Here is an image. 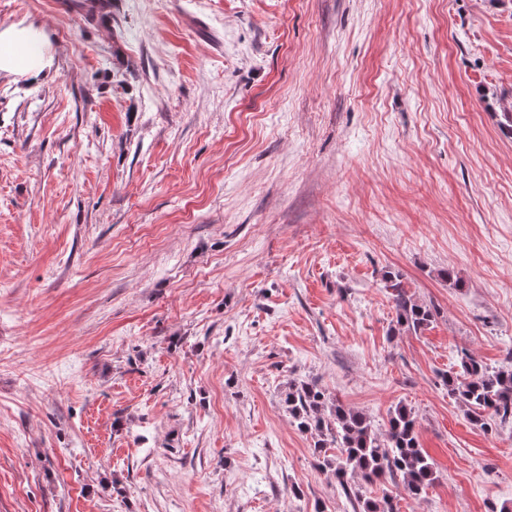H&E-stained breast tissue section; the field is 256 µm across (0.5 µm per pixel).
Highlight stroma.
<instances>
[{"mask_svg": "<svg viewBox=\"0 0 512 512\" xmlns=\"http://www.w3.org/2000/svg\"><path fill=\"white\" fill-rule=\"evenodd\" d=\"M111 2L0 0L52 55L0 78V512H512L443 383L512 364V0ZM294 382L435 482L345 495ZM388 288L392 290L393 300L397 307V323L413 329L415 332L428 326L435 318L436 312L433 308L419 304L407 297L398 275H389L386 278Z\"/></svg>", "mask_w": 512, "mask_h": 512, "instance_id": "stroma-1", "label": "stroma"}]
</instances>
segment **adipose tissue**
<instances>
[{
	"mask_svg": "<svg viewBox=\"0 0 512 512\" xmlns=\"http://www.w3.org/2000/svg\"><path fill=\"white\" fill-rule=\"evenodd\" d=\"M51 65L48 40L42 29L21 23L0 29V77L35 82L48 74Z\"/></svg>",
	"mask_w": 512,
	"mask_h": 512,
	"instance_id": "adipose-tissue-1",
	"label": "adipose tissue"
}]
</instances>
